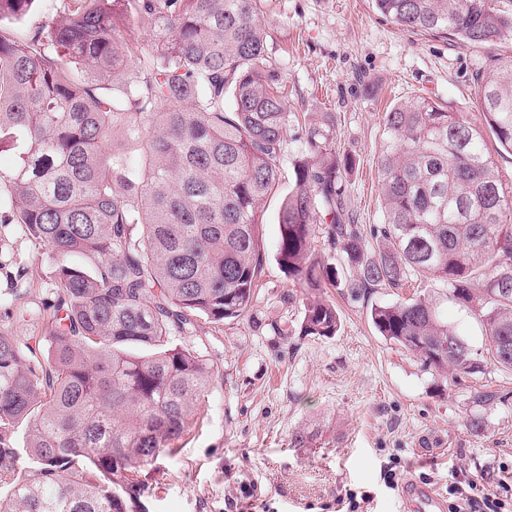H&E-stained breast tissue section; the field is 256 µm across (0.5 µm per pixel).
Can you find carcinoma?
I'll use <instances>...</instances> for the list:
<instances>
[{"label": "carcinoma", "mask_w": 512, "mask_h": 512, "mask_svg": "<svg viewBox=\"0 0 512 512\" xmlns=\"http://www.w3.org/2000/svg\"><path fill=\"white\" fill-rule=\"evenodd\" d=\"M34 0H0V216L58 258L48 346L0 335L5 512H139L159 458L192 426L215 366L169 336L253 307L262 205L280 185L288 77L269 56L263 0H63L20 29ZM418 34L491 46L512 30L497 0H372ZM150 30L142 40L139 24ZM485 126L424 96L384 116L383 221L356 223L355 166L331 124L309 123L278 210V263L303 294L301 328L334 336L323 288L401 289L414 276L483 326L512 369V185L486 134L512 151V52L476 73ZM325 234L339 263L315 254ZM383 246L368 253L366 237ZM377 332L438 372L479 360L418 295L370 312ZM28 426L34 467L12 433Z\"/></svg>", "instance_id": "obj_1"}]
</instances>
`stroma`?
<instances>
[{"instance_id":"1","label":"stroma","mask_w":512,"mask_h":512,"mask_svg":"<svg viewBox=\"0 0 512 512\" xmlns=\"http://www.w3.org/2000/svg\"><path fill=\"white\" fill-rule=\"evenodd\" d=\"M263 19L268 52L288 75L289 112L312 123L332 114L337 146L356 159L348 194L361 224L383 219L376 158L387 107L420 95L483 120L474 78L486 49L411 33L371 0H266ZM278 207L275 196L264 207L252 311L218 329L198 321L173 338L219 373L192 428L161 458L142 499L148 512H336L351 493L370 495L365 512H412L384 484L391 458L405 479L439 494L457 469L487 477L512 460V370L489 360L480 324L446 299L444 283L379 287L356 299L331 289L338 333L303 335L300 288L277 261ZM53 269L52 254L21 225L0 223V334L44 343ZM16 290L26 315L10 305ZM420 292L436 297L480 373L429 369L375 331L373 306ZM276 324L287 335L274 334ZM475 416L477 431L468 424Z\"/></svg>"}]
</instances>
